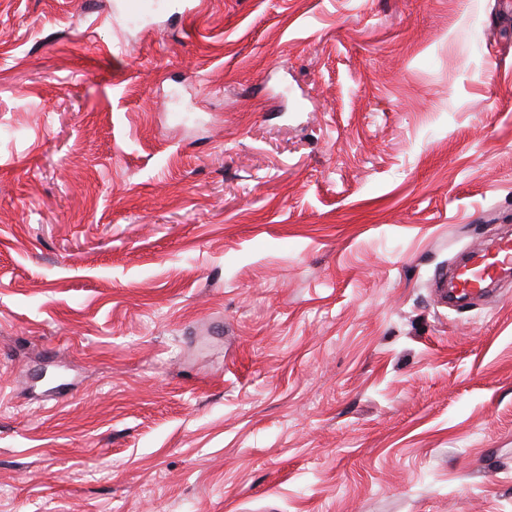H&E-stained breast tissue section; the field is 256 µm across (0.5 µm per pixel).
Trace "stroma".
Returning a JSON list of instances; mask_svg holds the SVG:
<instances>
[{
	"instance_id": "1",
	"label": "stroma",
	"mask_w": 512,
	"mask_h": 512,
	"mask_svg": "<svg viewBox=\"0 0 512 512\" xmlns=\"http://www.w3.org/2000/svg\"><path fill=\"white\" fill-rule=\"evenodd\" d=\"M0 0V512H512V0ZM512 273V238H502L492 249L478 246L469 252L466 262L453 271L452 288L448 289V270L439 269L434 280L446 301L459 296H481L503 274Z\"/></svg>"
}]
</instances>
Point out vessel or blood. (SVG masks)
I'll return each mask as SVG.
<instances>
[{
  "label": "vessel or blood",
  "instance_id": "vessel-or-blood-1",
  "mask_svg": "<svg viewBox=\"0 0 512 512\" xmlns=\"http://www.w3.org/2000/svg\"><path fill=\"white\" fill-rule=\"evenodd\" d=\"M512 273V238L500 240L493 248L478 246L471 249L466 262L454 272L437 270V287L447 290L449 297L480 296L501 275Z\"/></svg>",
  "mask_w": 512,
  "mask_h": 512
}]
</instances>
